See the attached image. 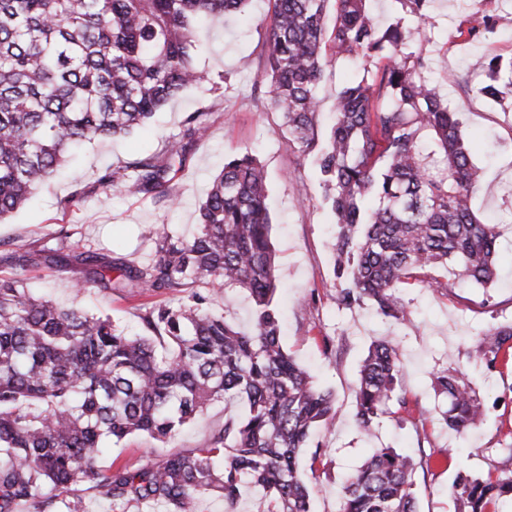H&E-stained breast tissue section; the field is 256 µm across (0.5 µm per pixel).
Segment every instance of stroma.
Masks as SVG:
<instances>
[{"instance_id":"stroma-1","label":"stroma","mask_w":512,"mask_h":512,"mask_svg":"<svg viewBox=\"0 0 512 512\" xmlns=\"http://www.w3.org/2000/svg\"><path fill=\"white\" fill-rule=\"evenodd\" d=\"M481 9L498 18L488 39L467 43L458 28L467 27L472 7L464 0H434L430 16L434 25L428 54L447 60L449 71L462 74L477 56L512 59V0H482ZM271 0H249L245 18L213 30H201L205 51L196 58L210 81L192 86L130 134L92 143L68 160L63 177L39 191L24 207L0 222V278L15 274L4 259L17 249H39L42 243L69 231L68 245L93 243L99 256L116 265L140 266L154 254L157 232L191 236L199 220L205 191L224 165L225 156L247 150L258 154L264 167L272 221L271 241L281 284L274 304L283 317L282 342L313 376L332 391L340 417L318 428L302 454L301 471L312 489L311 512H338L345 476L360 466L371 449L394 446L422 456L411 423L396 424L381 418L371 433H363L355 420V391L361 365L372 343L391 339L398 344L404 386L424 409L426 429L435 453L430 470L417 471L415 489L419 512H453L448 488L465 470L484 474L507 458L500 428L512 427V368L488 372L473 368L469 355L476 338L489 327L512 323V110L492 105L484 98L463 93L457 85H442L448 104L463 112V134L471 144V158L482 174L474 199L478 217L499 220L501 237L497 281L483 287L458 282L452 267L435 269L442 290L409 286L401 296L413 313V322L401 325L376 313L368 304L350 309L334 299L333 215L324 201L321 177L308 160H299L295 145L279 113L268 109L254 88L265 81V33L271 24ZM350 62L328 59L318 88L319 126L327 128L335 110L336 93L343 82L357 78ZM189 112H203L208 134L198 141L160 198L103 192L101 177L143 155L163 150L179 133ZM85 191L79 210L64 209L74 190ZM81 268L61 270L40 266L27 270L34 294L51 296L65 306L102 312L130 335H145L140 316L156 304L177 306L179 293H152L138 288L107 289L94 286L76 291ZM455 361L468 375L483 401L486 420L467 435L448 429L441 419L447 401L431 386L434 370ZM224 425L222 402L210 404L168 443L149 436L127 439L104 456L137 469L162 451L191 450L204 445ZM71 498L80 499L83 512H168L165 504L123 503L78 481Z\"/></svg>"}]
</instances>
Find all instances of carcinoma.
Returning a JSON list of instances; mask_svg holds the SVG:
<instances>
[{
	"mask_svg": "<svg viewBox=\"0 0 512 512\" xmlns=\"http://www.w3.org/2000/svg\"><path fill=\"white\" fill-rule=\"evenodd\" d=\"M367 2L273 0L265 98L300 158L314 157L335 216L337 305L370 302L406 324L411 311L401 285L413 279L440 288L430 271L448 263L461 280L492 282L500 232L474 212L481 174L461 112L439 97V62L423 49L433 0H396L407 22L381 31ZM247 3L0 0V219L46 185L68 153L129 133L205 81L195 63L197 26L237 15ZM496 25L484 12L458 34L471 42ZM328 49L361 73L338 89L335 121L320 142L317 90ZM468 75L483 77L473 90L484 99L502 105L512 97V61L479 57ZM207 132L205 113H189L163 152L113 169L100 186L166 195L176 166ZM267 196L259 159L238 153L212 181L196 233L157 234L154 256L141 267L73 251L63 243L67 232L55 248L12 256L24 271L42 260L78 264L80 289L186 293L188 302L146 309L149 335L131 338L107 316L33 297L22 277L0 279V512H16L22 502L46 512L82 478L115 501L162 502L170 512H189L195 496L212 492L231 508L247 480L264 491L262 512H310L299 456L313 429L334 420L336 406L282 344ZM215 288L248 293L249 330L207 307L203 291ZM155 337L166 342L164 352ZM472 358L489 371L511 362L512 323L485 331ZM402 380L398 348L373 344L355 394L358 426L368 433L385 415L410 420L418 443L427 442L425 412ZM432 384L448 397L442 421L449 429L464 435L483 423V404L453 360L432 373ZM217 399L224 400V427L204 447L165 453L136 470L100 466L108 444L139 433L164 444ZM431 461L430 454L372 449L347 475L339 512H417L414 475ZM448 493L455 512H497L512 499V469L461 471Z\"/></svg>",
	"mask_w": 512,
	"mask_h": 512,
	"instance_id": "carcinoma-1",
	"label": "carcinoma"
}]
</instances>
